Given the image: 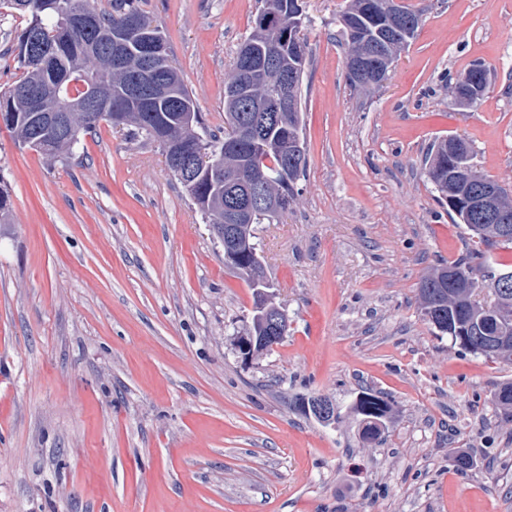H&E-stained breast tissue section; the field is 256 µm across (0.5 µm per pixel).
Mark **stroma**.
Here are the masks:
<instances>
[{"instance_id": "35a3bbf8", "label": "stroma", "mask_w": 512, "mask_h": 512, "mask_svg": "<svg viewBox=\"0 0 512 512\" xmlns=\"http://www.w3.org/2000/svg\"><path fill=\"white\" fill-rule=\"evenodd\" d=\"M402 2L424 21L371 91L345 80V0L303 2L306 172L253 227L288 335L249 363L233 340L253 290L159 143L103 121L49 160L0 128V512H512V415L494 400L512 365L461 353L417 302L472 247L428 147L464 138L512 185V0ZM258 6L140 0L214 132ZM25 26L0 7L1 88ZM477 59L491 86L468 111L446 79ZM364 387L393 402L372 443L348 413ZM317 395L343 423L294 405Z\"/></svg>"}]
</instances>
